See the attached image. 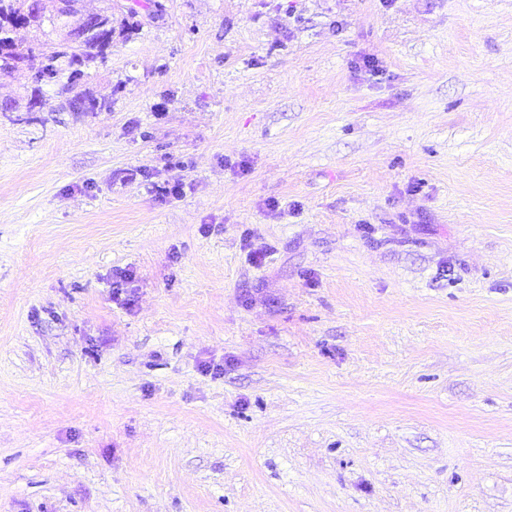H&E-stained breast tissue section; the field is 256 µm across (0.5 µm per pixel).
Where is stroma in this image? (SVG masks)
I'll list each match as a JSON object with an SVG mask.
<instances>
[{"label": "stroma", "instance_id": "stroma-1", "mask_svg": "<svg viewBox=\"0 0 512 512\" xmlns=\"http://www.w3.org/2000/svg\"><path fill=\"white\" fill-rule=\"evenodd\" d=\"M107 4L0 112V512H512V0Z\"/></svg>", "mask_w": 512, "mask_h": 512}]
</instances>
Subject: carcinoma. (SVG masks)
Returning <instances> with one entry per match:
<instances>
[{
    "label": "carcinoma",
    "instance_id": "carcinoma-1",
    "mask_svg": "<svg viewBox=\"0 0 512 512\" xmlns=\"http://www.w3.org/2000/svg\"><path fill=\"white\" fill-rule=\"evenodd\" d=\"M81 0H0V70L27 79L30 91L26 109L37 105L39 85L66 79L61 91L79 112H98L107 103L80 85L85 71L102 64L112 51V42L124 35L125 25L112 16V6L100 10L96 26L85 22ZM29 29L31 41L23 46L12 33ZM41 65L33 67V60Z\"/></svg>",
    "mask_w": 512,
    "mask_h": 512
}]
</instances>
